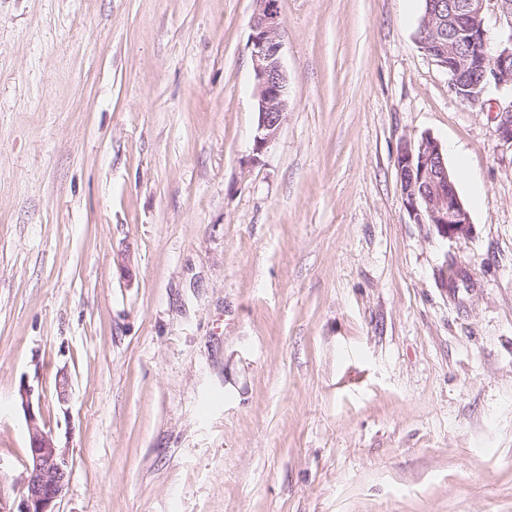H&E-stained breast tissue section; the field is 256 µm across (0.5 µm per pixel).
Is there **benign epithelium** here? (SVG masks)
<instances>
[{
  "label": "benign epithelium",
  "instance_id": "1",
  "mask_svg": "<svg viewBox=\"0 0 512 512\" xmlns=\"http://www.w3.org/2000/svg\"><path fill=\"white\" fill-rule=\"evenodd\" d=\"M250 19L251 61L254 73L253 95L257 101L258 122L253 152H263L278 136L288 110V78L281 58L282 28L279 0H253ZM496 4L498 20L508 34L492 43L485 28L489 3ZM430 8L421 18L423 31L430 33L434 50L428 56L448 72V85L461 100L477 101L491 87L512 86V0H464L461 9L450 16ZM478 45L484 57L492 59L485 83L466 84L464 79L478 58L467 48ZM497 134L512 144V101L495 109ZM404 206L416 224L434 226L444 239H466L473 224L458 191L451 181L442 146L425 136L417 149L401 147L397 155ZM33 388L24 382L18 398L23 411L28 448L24 472L19 479L20 497L0 493V512H57V502L73 476V458L67 446H60L32 402Z\"/></svg>",
  "mask_w": 512,
  "mask_h": 512
}]
</instances>
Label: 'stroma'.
Returning a JSON list of instances; mask_svg holds the SVG:
<instances>
[{
    "label": "stroma",
    "mask_w": 512,
    "mask_h": 512,
    "mask_svg": "<svg viewBox=\"0 0 512 512\" xmlns=\"http://www.w3.org/2000/svg\"><path fill=\"white\" fill-rule=\"evenodd\" d=\"M279 6L258 154L253 0H0L7 493L25 381L73 452L59 512H512V144L423 0ZM426 135L469 238L403 204ZM253 2L250 45L258 113L253 150L262 153L277 138L288 110V78L281 58L279 0Z\"/></svg>",
    "instance_id": "1"
}]
</instances>
